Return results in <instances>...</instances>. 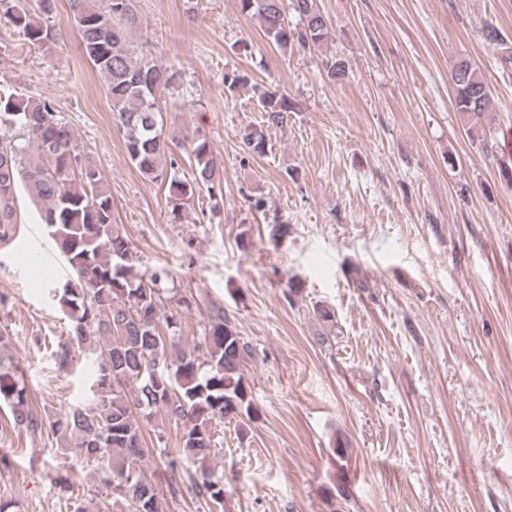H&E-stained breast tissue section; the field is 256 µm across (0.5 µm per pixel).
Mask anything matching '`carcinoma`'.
Segmentation results:
<instances>
[{
    "label": "carcinoma",
    "mask_w": 512,
    "mask_h": 512,
    "mask_svg": "<svg viewBox=\"0 0 512 512\" xmlns=\"http://www.w3.org/2000/svg\"><path fill=\"white\" fill-rule=\"evenodd\" d=\"M239 12L259 22L266 38L281 51L295 47L323 55L331 81L348 76L344 59L325 54L331 21L317 0H291L299 26H291L284 0H237ZM0 13L26 40L50 45L56 29L37 17L28 0H0ZM80 44L103 78L129 160L146 178H167L162 156L167 150L158 90L172 76L153 61L135 55L130 37L138 25L135 0H105L96 10L87 0H72ZM247 76L224 73V91L235 93ZM454 106L465 134L479 130L490 105L489 87L470 60L459 58L450 69ZM259 124L241 134L244 150L262 156L268 131L286 122L294 103L285 94L262 89ZM190 156L193 177L171 180V213L180 216L195 194L215 197L222 173L208 141L195 138ZM25 188L40 224L72 278L48 290L50 301L70 323L68 341L50 355L61 366L84 354L93 376L86 399L44 421L28 401L25 384L0 356V404L10 412V426L29 433L49 425L56 448L78 449L120 494L115 512H163L161 488L143 476L157 463L170 478V493H187L196 509L210 512L224 503V480L214 461L224 447L220 429L236 422L240 431L259 411L250 397L244 364L250 355L224 306L199 289L179 294L164 266L140 271V257L120 225L113 223L112 195L95 166L78 149L74 130L48 100L0 95V228L16 220L17 193ZM207 310L201 332L183 341L182 315ZM181 430L179 447L148 448L143 428L151 426L162 442L165 424Z\"/></svg>",
    "instance_id": "cac0c4a2"
}]
</instances>
